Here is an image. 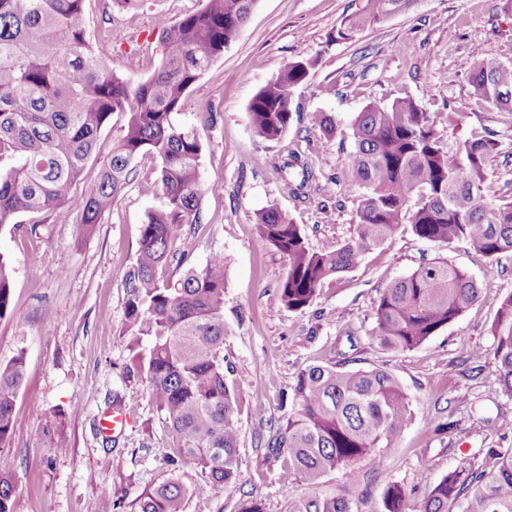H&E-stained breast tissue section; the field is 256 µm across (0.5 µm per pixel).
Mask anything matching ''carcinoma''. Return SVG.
I'll list each match as a JSON object with an SVG mask.
<instances>
[{
	"instance_id": "obj_1",
	"label": "carcinoma",
	"mask_w": 512,
	"mask_h": 512,
	"mask_svg": "<svg viewBox=\"0 0 512 512\" xmlns=\"http://www.w3.org/2000/svg\"><path fill=\"white\" fill-rule=\"evenodd\" d=\"M256 0H206L203 9L157 20L166 53L147 79L130 83L91 48L85 0H0V228L23 214H46L62 205L80 211L81 234H90L130 181L141 154L157 160V177L144 185L160 192L165 208L148 214L136 256L123 274L125 332L132 365L146 374L150 398L179 441L180 453L207 475V488L238 480V400L224 375V254L202 267L182 255L176 278L164 276L169 245L195 224L203 196V143L197 130L176 120L191 87L232 42ZM413 0H369L368 10L345 18L333 41H348L365 27L403 10ZM314 58L288 62L251 99L253 129L266 140L288 132L292 91L304 84ZM475 94L512 111V65L496 58L474 62ZM118 113L122 135L100 163L98 179L80 194L71 190L90 160L100 133ZM436 120L411 97L371 104L352 126V185L362 190L355 235L335 249H310L299 225L269 206L256 215L261 241L288 262L279 284L284 307L299 311L324 281L356 266L369 251L408 224L421 239L465 242L491 260L512 253V187L487 206L483 166L498 144L474 135L456 149L437 136ZM282 171L307 187L312 171L298 153ZM9 258L0 252V319L10 304ZM467 272L432 261L385 287L372 313L380 343L397 352L415 349L460 317L479 298ZM498 381L512 395V293L491 326ZM150 339L148 354L138 351ZM24 380L23 356L0 366V443L13 427L15 399ZM284 427L268 447L288 452L289 467L311 486L341 470L346 488L310 495L292 512H353L349 489L368 481L383 454L397 447L411 411L395 375L344 362L310 365L296 379ZM11 464L0 459V512H13ZM186 489L172 479L141 498L140 512H184ZM512 512V448H488L484 462L448 471L421 503L401 485L388 487L381 512Z\"/></svg>"
}]
</instances>
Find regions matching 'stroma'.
Here are the masks:
<instances>
[{"mask_svg": "<svg viewBox=\"0 0 512 512\" xmlns=\"http://www.w3.org/2000/svg\"><path fill=\"white\" fill-rule=\"evenodd\" d=\"M206 0H85L95 51L115 74L136 83L160 66L165 47L158 16L176 20ZM367 0H257L233 42L188 93L181 121L202 140L204 195L199 221L171 245L205 264L216 252L226 263L224 357L238 394L239 480L206 489L207 477L182 456L178 441L153 405L143 374L127 375L130 338L124 331L122 275L138 249L149 211L162 194H144L156 161L139 156L126 188L95 231L80 237V214L61 208L23 215L0 228V251L11 262V306L0 319V365L24 354L26 379L13 412V432L0 445L11 460L15 512H140L141 497L177 479L187 490L185 512H238L243 500L265 512H291L313 492L272 457L267 443L288 415L281 396L301 369L346 359L356 367L392 372L410 397L411 420L388 450L375 480L353 491L356 512H380L384 491L397 482L415 498L449 470L489 448L512 447L500 419L512 420V397L499 382L491 324L512 293V253L500 255L485 278L487 258L463 242L449 246L417 237L410 225L366 253L352 269L326 279L301 311L281 306L287 272L280 253L265 246L256 214L278 207L299 224L311 248L332 250L355 233L360 193L351 184V128L370 104L412 97L436 118L437 132L455 149L479 132L498 143L487 160L485 199L512 182V112L474 93L475 60L512 64V0H412L404 11L331 41L342 20ZM316 57L304 85L294 89L299 112L287 134L269 141L253 130L248 105L289 61ZM327 112L333 133L310 116ZM304 153L314 178L297 197L279 170L291 151ZM441 258L478 280L479 301L420 347L383 348L371 308L389 283ZM480 358H469V351ZM121 398L125 425L111 435L99 420Z\"/></svg>", "mask_w": 512, "mask_h": 512, "instance_id": "obj_1", "label": "stroma"}]
</instances>
